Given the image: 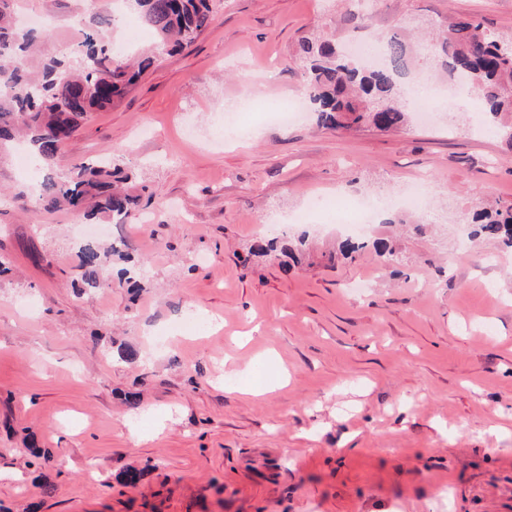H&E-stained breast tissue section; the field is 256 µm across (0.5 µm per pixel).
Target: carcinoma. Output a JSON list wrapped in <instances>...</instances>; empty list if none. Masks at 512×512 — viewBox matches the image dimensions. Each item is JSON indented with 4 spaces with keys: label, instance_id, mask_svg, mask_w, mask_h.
I'll return each instance as SVG.
<instances>
[{
    "label": "carcinoma",
    "instance_id": "cac0c4a2",
    "mask_svg": "<svg viewBox=\"0 0 512 512\" xmlns=\"http://www.w3.org/2000/svg\"><path fill=\"white\" fill-rule=\"evenodd\" d=\"M152 32L153 47L133 62L115 50L112 20L92 15L71 54L50 55L32 30L20 27L13 0H0V156L18 138L36 147L34 166L43 171L37 201L46 211L69 206L97 221L125 224L138 197L117 154L107 162L56 169L66 141L94 112L106 110L156 61V51L182 49L215 20L223 0H132ZM298 54L309 64L306 91L317 123L348 128L367 122L394 130L407 122L410 48L404 39L384 42L383 66L363 70L332 40L304 38ZM436 69L463 82L481 103L487 122L512 143V43L496 38L480 22L457 19L431 51ZM475 234L512 248V206L477 213ZM81 287L101 285L102 253L94 241L77 253Z\"/></svg>",
    "mask_w": 512,
    "mask_h": 512
}]
</instances>
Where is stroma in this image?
I'll list each match as a JSON object with an SVG mask.
<instances>
[{
    "label": "stroma",
    "instance_id": "35a3bbf8",
    "mask_svg": "<svg viewBox=\"0 0 512 512\" xmlns=\"http://www.w3.org/2000/svg\"><path fill=\"white\" fill-rule=\"evenodd\" d=\"M17 7L46 18L53 54L93 14L153 43L120 0ZM464 16L512 42V0H224L161 53L61 158L122 151L140 217L111 239L144 270L135 295H76L91 221L39 209L33 171L0 157V512H512V250L465 224L512 205V145L473 100L399 132L266 116L305 89L302 38L412 41ZM424 175V209L388 210L340 256L338 209ZM314 194L335 210L300 220ZM304 230L298 265L251 253ZM228 358L255 368L221 382Z\"/></svg>",
    "mask_w": 512,
    "mask_h": 512
}]
</instances>
